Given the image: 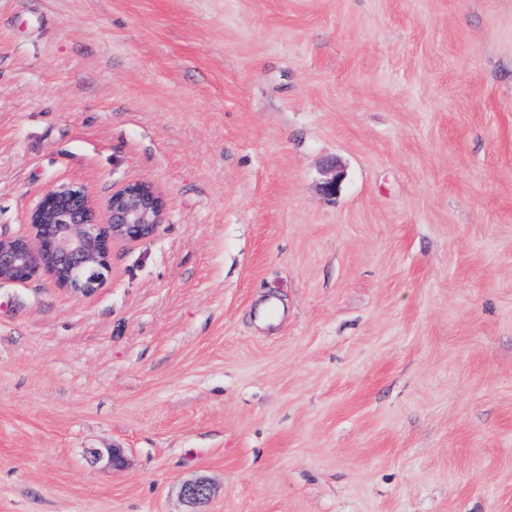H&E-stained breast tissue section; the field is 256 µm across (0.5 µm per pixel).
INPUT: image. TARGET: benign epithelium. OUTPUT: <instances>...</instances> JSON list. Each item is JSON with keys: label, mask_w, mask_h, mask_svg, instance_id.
<instances>
[{"label": "benign epithelium", "mask_w": 512, "mask_h": 512, "mask_svg": "<svg viewBox=\"0 0 512 512\" xmlns=\"http://www.w3.org/2000/svg\"><path fill=\"white\" fill-rule=\"evenodd\" d=\"M166 202L150 182L124 184L112 192L105 214H100L85 187L59 185L42 193L22 234H0V284L26 283L39 276L51 278L72 294L88 296L107 282L112 245L136 243L151 236L163 223ZM94 464L118 466V448H93ZM181 495L189 512H206L213 495L203 478L183 484Z\"/></svg>", "instance_id": "7a95c632"}]
</instances>
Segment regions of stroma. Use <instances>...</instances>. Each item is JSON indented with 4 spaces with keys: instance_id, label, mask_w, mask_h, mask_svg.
<instances>
[{
    "instance_id": "stroma-1",
    "label": "stroma",
    "mask_w": 512,
    "mask_h": 512,
    "mask_svg": "<svg viewBox=\"0 0 512 512\" xmlns=\"http://www.w3.org/2000/svg\"><path fill=\"white\" fill-rule=\"evenodd\" d=\"M137 180L0 284V512H512V0H0V234ZM166 202L150 182L112 192L102 216L85 187L59 185L42 193L25 233L0 234V284L39 276L75 295L88 296L107 282L115 242L136 243L163 223ZM181 495L191 507L187 512H207L203 508L212 498L213 489L205 479L197 478L183 484Z\"/></svg>"
}]
</instances>
